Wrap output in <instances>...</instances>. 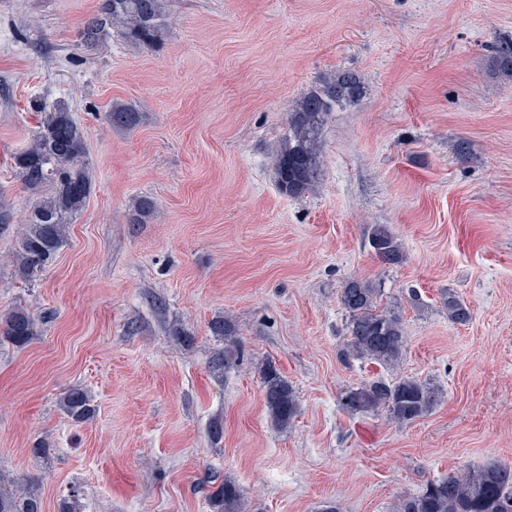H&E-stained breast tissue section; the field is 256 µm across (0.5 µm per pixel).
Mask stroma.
I'll return each instance as SVG.
<instances>
[{
  "label": "stroma",
  "mask_w": 512,
  "mask_h": 512,
  "mask_svg": "<svg viewBox=\"0 0 512 512\" xmlns=\"http://www.w3.org/2000/svg\"><path fill=\"white\" fill-rule=\"evenodd\" d=\"M101 4L0 0V313L39 320L28 346L0 342V474L36 483L43 512L74 490L79 512H210L226 481L248 512H394L427 482L512 464V77L495 65L512 0H169L154 48L113 32L88 51L79 32ZM343 71L364 93L328 115L316 182L286 196L288 109ZM58 101L84 130L92 188L27 281L11 255L35 196L14 157L36 104ZM119 104L138 125L108 121ZM144 197L155 209L137 224ZM378 225L402 263L371 249ZM354 278L402 321L396 368L344 353ZM224 317L230 368L210 329ZM266 362L301 400L285 430ZM405 376L442 392L423 418L341 406ZM75 385L96 406L82 424L58 408Z\"/></svg>",
  "instance_id": "35a3bbf8"
}]
</instances>
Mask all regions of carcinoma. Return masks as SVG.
Returning <instances> with one entry per match:
<instances>
[{
  "mask_svg": "<svg viewBox=\"0 0 512 512\" xmlns=\"http://www.w3.org/2000/svg\"><path fill=\"white\" fill-rule=\"evenodd\" d=\"M165 0H102L100 15L85 22L82 45L92 48L114 29L125 38L150 46L162 35ZM363 95L360 79L341 72L299 98L288 110V138L279 143L275 155V176L279 190L290 196L304 194L319 176L322 164L321 130L327 115L343 102ZM108 120L132 128L139 112L131 104L119 105ZM18 178L30 190L49 187L34 203L27 228L12 262L23 277L41 272L65 245L69 225L83 209L91 192L86 163L85 136L70 110L58 105L43 111L42 121L31 145L14 157ZM370 246L386 264H399L404 253L398 240L383 227L373 230ZM377 289L358 279L349 280L340 295L348 313L347 352L383 367H396L404 355L406 337L400 318L378 309ZM448 318L464 325L471 311L457 296L443 297ZM0 336L16 347L27 346L35 336L36 319L16 307L0 320ZM264 400L271 422L280 429L290 426L300 412L294 388L270 363L262 367ZM440 401L431 383L415 378L387 382L377 379L353 388L342 396V405L351 412L388 411L390 419L413 422L429 414ZM59 409L82 423L94 416L92 396L85 388L73 386L58 401ZM0 512H42L38 489L28 481H13V488L1 486ZM211 512H244V493L224 482L208 495ZM397 512H512V467L490 464L478 470L431 481L416 496L403 498Z\"/></svg>",
  "mask_w": 512,
  "mask_h": 512,
  "instance_id": "carcinoma-1",
  "label": "carcinoma"
}]
</instances>
